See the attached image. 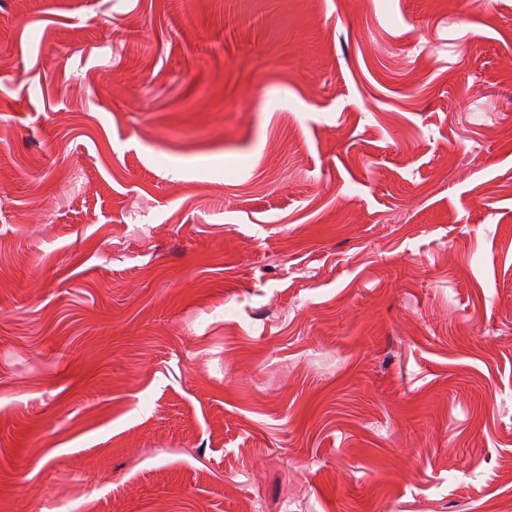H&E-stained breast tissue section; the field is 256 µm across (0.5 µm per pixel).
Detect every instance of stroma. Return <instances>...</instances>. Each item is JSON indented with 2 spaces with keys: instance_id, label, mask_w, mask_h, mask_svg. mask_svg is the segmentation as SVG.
I'll use <instances>...</instances> for the list:
<instances>
[{
  "instance_id": "obj_1",
  "label": "stroma",
  "mask_w": 512,
  "mask_h": 512,
  "mask_svg": "<svg viewBox=\"0 0 512 512\" xmlns=\"http://www.w3.org/2000/svg\"><path fill=\"white\" fill-rule=\"evenodd\" d=\"M511 56L512 0H0V512L511 499Z\"/></svg>"
}]
</instances>
